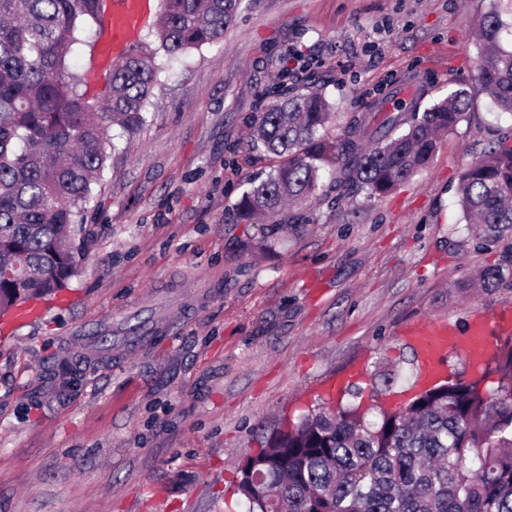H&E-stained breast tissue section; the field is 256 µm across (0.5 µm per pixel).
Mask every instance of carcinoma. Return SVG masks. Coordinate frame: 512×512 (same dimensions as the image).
<instances>
[{
	"label": "carcinoma",
	"mask_w": 512,
	"mask_h": 512,
	"mask_svg": "<svg viewBox=\"0 0 512 512\" xmlns=\"http://www.w3.org/2000/svg\"><path fill=\"white\" fill-rule=\"evenodd\" d=\"M100 0H0V316L54 295L78 271L73 247L93 189L115 150L112 126L133 133L146 122L159 59L219 42L240 0H161L158 45L139 42L91 88L71 64L81 35L99 39ZM512 0H491L479 21L477 80L492 105L512 114ZM360 113L332 139L331 105L320 89L290 92L257 121L254 145L281 158L236 205L240 224L261 218L293 232L309 222L284 211L319 194L321 175L383 197L426 169L437 136L467 118L471 95L456 90L420 108ZM459 205L472 239L512 233V137L501 136L462 172ZM512 268L478 273L496 287ZM371 386V403L332 398L276 430L246 455L235 493L247 512H512V335L497 336L475 372L422 389L400 407Z\"/></svg>",
	"instance_id": "1"
}]
</instances>
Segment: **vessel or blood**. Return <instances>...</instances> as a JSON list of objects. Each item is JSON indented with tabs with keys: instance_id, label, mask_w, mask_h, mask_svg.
<instances>
[{
	"instance_id": "obj_1",
	"label": "vessel or blood",
	"mask_w": 512,
	"mask_h": 512,
	"mask_svg": "<svg viewBox=\"0 0 512 512\" xmlns=\"http://www.w3.org/2000/svg\"><path fill=\"white\" fill-rule=\"evenodd\" d=\"M153 7V0H105L96 62L87 73L89 85L103 81L112 65L125 59L129 47L147 24ZM510 334L512 313L508 311L491 319L473 316L463 333L446 320L414 323L404 330L427 374L439 372L448 353L453 351L463 353L473 366H480L491 351V337Z\"/></svg>"
}]
</instances>
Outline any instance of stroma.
<instances>
[{
    "label": "stroma",
    "instance_id": "stroma-1",
    "mask_svg": "<svg viewBox=\"0 0 512 512\" xmlns=\"http://www.w3.org/2000/svg\"><path fill=\"white\" fill-rule=\"evenodd\" d=\"M489 6L241 0L222 41L169 65L88 205L71 305L0 332V512H236L237 470L283 416L336 381L411 371L409 324L512 307L511 280L474 284L512 238L476 244L456 194L512 130L477 81ZM313 85L332 138L397 93L463 89L473 109L387 196L325 188L297 233L236 223L277 163L252 126Z\"/></svg>",
    "mask_w": 512,
    "mask_h": 512
}]
</instances>
